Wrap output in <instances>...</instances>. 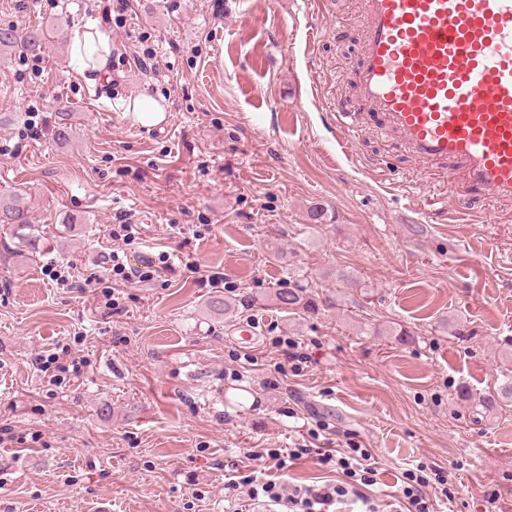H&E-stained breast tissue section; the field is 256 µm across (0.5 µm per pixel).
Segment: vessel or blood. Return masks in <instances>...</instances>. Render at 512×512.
I'll return each instance as SVG.
<instances>
[{
	"instance_id": "vessel-or-blood-1",
	"label": "vessel or blood",
	"mask_w": 512,
	"mask_h": 512,
	"mask_svg": "<svg viewBox=\"0 0 512 512\" xmlns=\"http://www.w3.org/2000/svg\"><path fill=\"white\" fill-rule=\"evenodd\" d=\"M360 112L422 165L512 202V0H364Z\"/></svg>"
}]
</instances>
